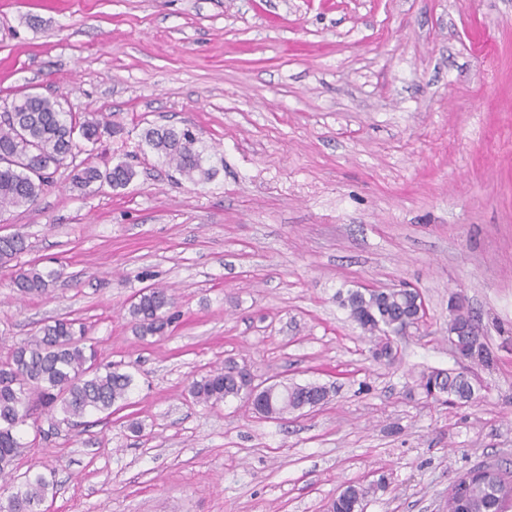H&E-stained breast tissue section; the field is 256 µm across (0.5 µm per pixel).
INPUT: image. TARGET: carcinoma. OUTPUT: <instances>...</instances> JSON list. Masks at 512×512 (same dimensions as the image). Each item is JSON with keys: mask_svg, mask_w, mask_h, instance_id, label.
Segmentation results:
<instances>
[{"mask_svg": "<svg viewBox=\"0 0 512 512\" xmlns=\"http://www.w3.org/2000/svg\"><path fill=\"white\" fill-rule=\"evenodd\" d=\"M112 133V122L96 114L77 116L64 111L60 97L21 92L3 103L0 113V216L29 207L52 184V171L71 168V184L85 190L93 185L113 188L128 185L135 171L126 162L101 170L94 161L95 145ZM142 143L163 163L194 184H204L215 174L208 148L194 132L174 127L144 131ZM84 158H79V155ZM26 248L18 234L0 236V266L9 265ZM61 275L34 263L12 280L17 294L42 296ZM175 302L168 289L143 288L130 302L128 314L139 335L163 334L172 322ZM362 329L379 336L375 359L389 364L397 359L390 335L414 316L413 293L404 288L389 291L350 290L342 300ZM450 321L477 326L463 304L454 307ZM459 356L484 362L487 351H472V337L458 338ZM134 377L119 366L99 361L98 351L87 344L86 327L76 318H58L43 324L35 334L14 342L8 358L0 362V512H36L54 489L45 474L30 471L19 477L14 463L29 445L22 431L48 423L51 434L62 425L91 414L114 413L112 407L128 399ZM419 386L435 401L466 406L476 399V380L464 372L432 370L419 378ZM331 388L319 383L256 384L237 372L233 364L216 367L191 381L189 396L197 403L217 405L243 398L256 414L284 420L305 407L323 405ZM380 478L368 485L349 483L329 505V512H364L367 498L384 487ZM512 469L468 477L465 497L448 491V512H512Z\"/></svg>", "mask_w": 512, "mask_h": 512, "instance_id": "1", "label": "carcinoma"}]
</instances>
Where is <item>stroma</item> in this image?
I'll return each mask as SVG.
<instances>
[{
	"label": "stroma",
	"mask_w": 512,
	"mask_h": 512,
	"mask_svg": "<svg viewBox=\"0 0 512 512\" xmlns=\"http://www.w3.org/2000/svg\"><path fill=\"white\" fill-rule=\"evenodd\" d=\"M24 90L108 117L100 165L136 172L82 192L63 167L0 216L18 264L61 272L20 299L0 267V359L77 318L135 375L112 415L26 431L42 512H328L381 478L365 512H448L460 473L512 462V0H0V100ZM159 125L199 131L210 182L142 152ZM403 284L427 318L388 365L340 296ZM150 285L176 298L162 337L127 313ZM458 300L490 366L448 339ZM229 360L334 392L283 421L195 403ZM428 369L477 374V402L427 398Z\"/></svg>",
	"instance_id": "1"
}]
</instances>
